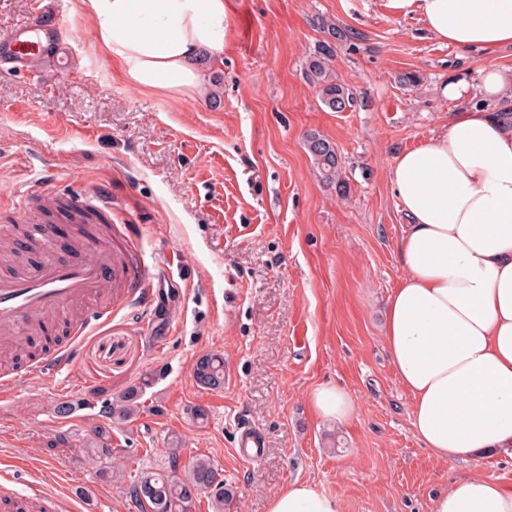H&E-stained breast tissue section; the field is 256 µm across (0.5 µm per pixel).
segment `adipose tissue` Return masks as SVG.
<instances>
[{
	"label": "adipose tissue",
	"mask_w": 512,
	"mask_h": 512,
	"mask_svg": "<svg viewBox=\"0 0 512 512\" xmlns=\"http://www.w3.org/2000/svg\"><path fill=\"white\" fill-rule=\"evenodd\" d=\"M436 39L487 57L475 82L447 98H499L512 48V0H388ZM97 44L139 89L203 87L201 58L224 52V0H77ZM390 181L407 218L398 241L406 275L386 314V347L412 398L417 437L438 458L512 450V118L481 106L454 113L444 134L398 154ZM268 512H340L337 499L295 482ZM431 512H512V487L473 475Z\"/></svg>",
	"instance_id": "obj_1"
}]
</instances>
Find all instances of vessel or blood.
Masks as SVG:
<instances>
[{"mask_svg":"<svg viewBox=\"0 0 512 512\" xmlns=\"http://www.w3.org/2000/svg\"><path fill=\"white\" fill-rule=\"evenodd\" d=\"M64 0H36L31 21L0 34V55L13 59L19 67L30 63V47L50 54L55 64L70 61V47L57 38L62 26ZM73 255L57 258L51 229L45 224L31 227L29 257H13L6 270H0V348L22 344L51 331L59 316L82 308L80 317L69 325L71 339L50 346L40 357L26 362L25 376H44L68 368L78 340L95 323L107 319L112 307L107 300L113 289L123 291L124 299L145 294L147 273L134 248L113 247L112 229L106 221L112 216V194L104 187L82 191L73 197ZM238 453L256 460L262 446L260 435L251 427L239 428ZM22 512H67L65 503L47 489L37 488L14 499Z\"/></svg>","mask_w":512,"mask_h":512,"instance_id":"obj_1","label":"vessel or blood"}]
</instances>
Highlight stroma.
<instances>
[{
    "label": "stroma",
    "mask_w": 512,
    "mask_h": 512,
    "mask_svg": "<svg viewBox=\"0 0 512 512\" xmlns=\"http://www.w3.org/2000/svg\"><path fill=\"white\" fill-rule=\"evenodd\" d=\"M222 94L172 98L127 82L96 47L93 24L67 14L73 74L0 62V225L11 204L46 189H112L114 236L164 266L154 304L114 309L77 346L72 368L23 382L0 399V462L17 491L41 477L77 512H130L126 487L102 480L77 448L103 422L104 400L152 377L144 409L112 427L109 466L166 467L170 435L184 458L204 455L234 496L224 512H268L293 482L336 497L340 512H431L462 477L512 485V457L437 459L416 436L412 398L384 338L389 297L405 275L406 222L388 180L394 157L448 129L459 101L449 79L474 80L476 51L442 44L387 0H224ZM334 23L331 39L320 25ZM334 50L355 104L320 101L305 61ZM416 83H407V76ZM316 133L336 148L345 191L324 182L305 148ZM223 355V389L193 380L204 354ZM356 404L346 421L311 405L319 387ZM75 411L58 417L54 407ZM207 409L205 424L187 410ZM261 436L258 461L235 448L240 424ZM69 446L49 449L56 433Z\"/></svg>",
    "instance_id": "35a3bbf8"
}]
</instances>
